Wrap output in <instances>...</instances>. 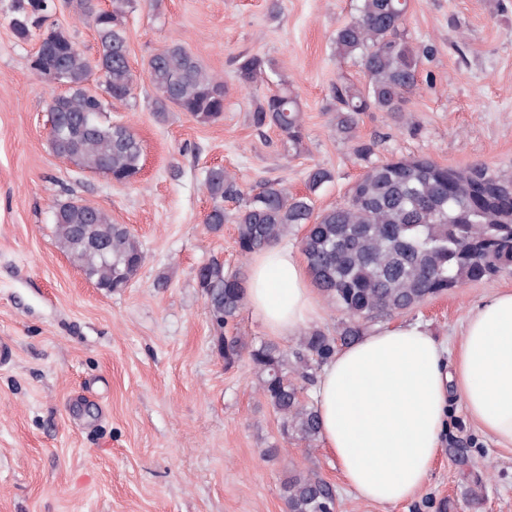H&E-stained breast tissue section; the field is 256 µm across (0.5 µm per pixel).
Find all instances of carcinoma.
Segmentation results:
<instances>
[{
	"mask_svg": "<svg viewBox=\"0 0 512 512\" xmlns=\"http://www.w3.org/2000/svg\"><path fill=\"white\" fill-rule=\"evenodd\" d=\"M54 8V0H11L14 36L30 40ZM76 8L92 20L96 59L105 69L112 98L126 99L133 78L123 0H112L110 9L98 7L96 0H76ZM408 10L409 0H360L357 16L338 28L333 39L336 57H358L365 75L360 87L342 76L333 86L336 134L367 162L344 203L315 212L310 194L332 180V173L322 167L309 171L307 195L292 194L278 182H267L246 195L222 167L208 169L204 179L212 206L203 223L215 233L229 222L237 225L236 244L243 256L276 244L294 226H305L301 251L311 278L345 314L336 335L312 330L290 352L274 342L249 344L226 334L245 306L244 274L225 271L215 259L196 272L225 366L248 355L261 395L280 415L282 435L309 445L321 435L319 413L304 399L301 385L311 380L313 365L327 362L338 349L360 339L372 322L408 312L468 282L512 274V175L480 164L443 166L425 156L375 163L373 144L357 138L363 113L407 111L421 56L403 28ZM33 66L43 78L55 71L64 74L66 91L52 97L49 107L59 156L82 169L109 174L117 183L135 181L143 169L136 134L101 118L82 120L87 113L105 112V103L86 87L94 73L92 61L71 36L46 28ZM271 69L272 63L258 56L237 60V78L244 87ZM147 73L159 94L158 111L173 105L200 124L223 118L224 82L185 46L174 42L154 55ZM252 121L258 128L280 130L288 152L301 151L302 108L288 85L280 84L259 102ZM226 201L239 205L228 212ZM54 224L62 251L98 288L123 290L145 261L138 238L101 209L64 203L55 209ZM90 239L112 242V254L92 248ZM283 498L287 512H335V491L314 469L290 471Z\"/></svg>",
	"mask_w": 512,
	"mask_h": 512,
	"instance_id": "1",
	"label": "carcinoma"
}]
</instances>
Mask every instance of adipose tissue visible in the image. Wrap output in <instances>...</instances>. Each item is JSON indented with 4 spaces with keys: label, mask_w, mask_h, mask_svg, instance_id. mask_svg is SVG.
Returning a JSON list of instances; mask_svg holds the SVG:
<instances>
[{
    "label": "adipose tissue",
    "mask_w": 512,
    "mask_h": 512,
    "mask_svg": "<svg viewBox=\"0 0 512 512\" xmlns=\"http://www.w3.org/2000/svg\"><path fill=\"white\" fill-rule=\"evenodd\" d=\"M247 301L274 336L295 335L318 314L302 265L285 246L256 253ZM321 438L357 496L408 503L428 483L448 426V402L501 448L512 447V291L466 318L448 350L421 326L377 329L341 348L317 382Z\"/></svg>",
    "instance_id": "adipose-tissue-1"
}]
</instances>
